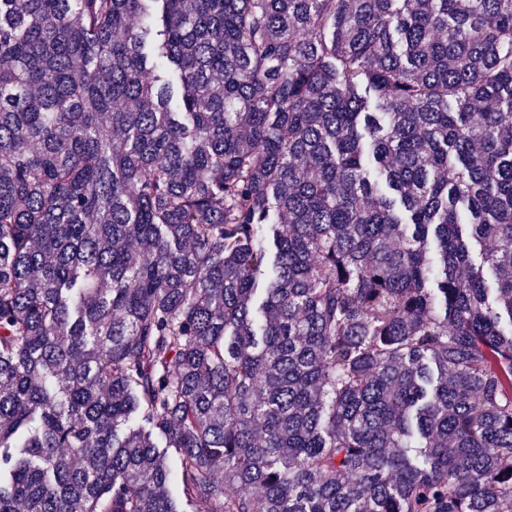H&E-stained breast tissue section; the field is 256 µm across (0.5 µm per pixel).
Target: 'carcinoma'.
<instances>
[{
  "label": "carcinoma",
  "mask_w": 512,
  "mask_h": 512,
  "mask_svg": "<svg viewBox=\"0 0 512 512\" xmlns=\"http://www.w3.org/2000/svg\"><path fill=\"white\" fill-rule=\"evenodd\" d=\"M174 480L512 512V0H0V512Z\"/></svg>",
  "instance_id": "obj_1"
}]
</instances>
